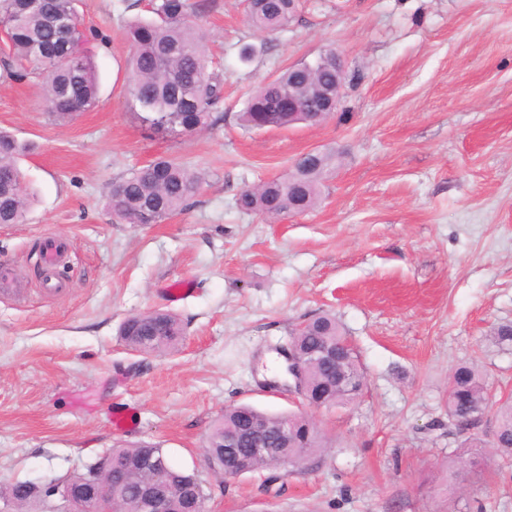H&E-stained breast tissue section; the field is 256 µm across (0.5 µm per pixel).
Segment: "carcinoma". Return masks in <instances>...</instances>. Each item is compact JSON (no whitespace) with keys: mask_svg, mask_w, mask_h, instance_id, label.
I'll return each mask as SVG.
<instances>
[{"mask_svg":"<svg viewBox=\"0 0 512 512\" xmlns=\"http://www.w3.org/2000/svg\"><path fill=\"white\" fill-rule=\"evenodd\" d=\"M248 24L258 32L284 31L297 12L293 0H244ZM216 7L215 0H147L148 19L123 27L129 48L128 94L130 109L147 130L176 139L201 130L217 121L224 103V74L212 68L207 53V32L198 23L205 12ZM0 24L6 29L12 56L0 62L3 77H21L13 60L25 62L32 74L44 78L42 92L46 111L59 123L71 120L98 102L99 74L94 57L84 47L87 35L79 28L75 0H0ZM336 84V72L315 68L300 73L289 66L268 83L252 92L245 109L237 114L245 130L263 125L287 127L296 123L317 124L328 112H285L278 100L288 93L308 100L324 86ZM26 152L10 132L0 130V224H20L34 202L18 167ZM336 155L314 152L295 160L287 176L273 178L242 188L236 195L237 208L247 214L269 218L293 214L288 198L297 202L298 213L319 203L321 185L334 166ZM202 172L180 157H159L131 170L109 191L113 214L129 224H160L181 211L201 191ZM184 335L179 318L154 310L127 317L119 336L132 351L152 355L177 347ZM349 344L345 369L358 383L351 389L336 386V379L325 365L307 360L302 390L312 402L323 400L327 408L346 407L362 391L365 370L359 354L350 344L342 324L331 313H322L297 326L288 348L305 354L325 344ZM448 418L466 413L479 421L494 411L496 451L512 457V398L492 401L486 377L478 365L462 363L448 376ZM249 420L277 441L276 450L255 455L247 446H225V440ZM288 424V440L279 441V430ZM326 441L315 422L305 413L276 414L243 404L224 410L207 435L204 453L212 473L222 479L246 473L276 469L283 460L301 467L320 457ZM168 460L160 446L147 442L122 444L109 449L86 471L67 476L79 488L93 479L112 486V499L129 503L142 496L150 481L143 471L150 460ZM56 486L30 482L0 481V500L14 501L27 508L39 507ZM165 490L170 512H196L206 499L199 474L167 465Z\"/></svg>","mask_w":512,"mask_h":512,"instance_id":"1","label":"carcinoma"}]
</instances>
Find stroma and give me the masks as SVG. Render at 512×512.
<instances>
[{"mask_svg":"<svg viewBox=\"0 0 512 512\" xmlns=\"http://www.w3.org/2000/svg\"><path fill=\"white\" fill-rule=\"evenodd\" d=\"M100 73V101L59 124L41 78L0 80V128L29 143L20 159L37 201L0 224V479L41 482L82 471L113 444L157 442L198 469L208 512H512V461L474 437L480 472L449 475L468 438L448 418V375L479 365L512 396V0H302L288 30L245 22L243 0L202 18L224 67V121L171 140L129 109L119 0H77ZM259 51L249 64L242 45ZM331 47L347 73L338 114L310 126L245 130L251 91ZM336 155L309 213L243 214L235 194L288 173L302 153ZM160 156L203 170L200 194L159 224L113 216L109 189ZM67 251L49 292L39 248ZM182 279L194 291L172 301ZM176 314L171 352L142 355L117 334L128 316ZM335 313L366 372L346 408L305 407L265 355L320 312ZM306 410L326 438L301 471L220 482L204 441L225 408ZM133 409L134 428L111 414Z\"/></svg>","mask_w":512,"mask_h":512,"instance_id":"1","label":"stroma"}]
</instances>
